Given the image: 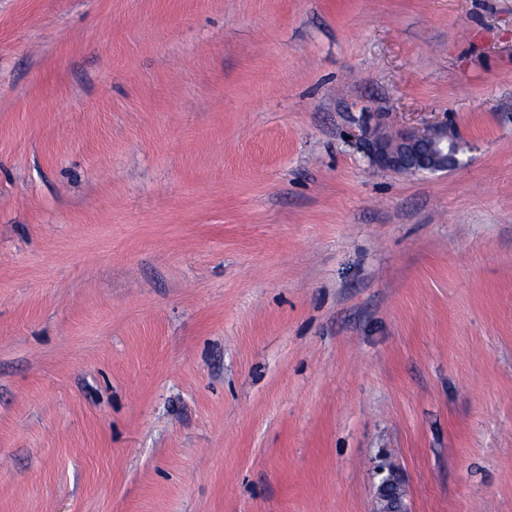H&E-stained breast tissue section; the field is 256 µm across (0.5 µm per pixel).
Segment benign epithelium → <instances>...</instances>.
Instances as JSON below:
<instances>
[{
  "label": "benign epithelium",
  "instance_id": "benign-epithelium-1",
  "mask_svg": "<svg viewBox=\"0 0 512 512\" xmlns=\"http://www.w3.org/2000/svg\"><path fill=\"white\" fill-rule=\"evenodd\" d=\"M451 126L436 122L422 130L410 128L390 131L380 115L374 114L363 125L362 145L373 166L395 173L440 172L458 165L457 156L444 154ZM403 490L398 479L389 475L379 486L377 512H398Z\"/></svg>",
  "mask_w": 512,
  "mask_h": 512
}]
</instances>
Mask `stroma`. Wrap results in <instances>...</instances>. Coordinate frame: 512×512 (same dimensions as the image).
Instances as JSON below:
<instances>
[{"instance_id":"obj_1","label":"stroma","mask_w":512,"mask_h":512,"mask_svg":"<svg viewBox=\"0 0 512 512\" xmlns=\"http://www.w3.org/2000/svg\"><path fill=\"white\" fill-rule=\"evenodd\" d=\"M458 166L371 168L366 114ZM512 512V0H0V512ZM403 490L398 479L393 474L382 479L379 486V508L376 512H405L400 510V498Z\"/></svg>"}]
</instances>
